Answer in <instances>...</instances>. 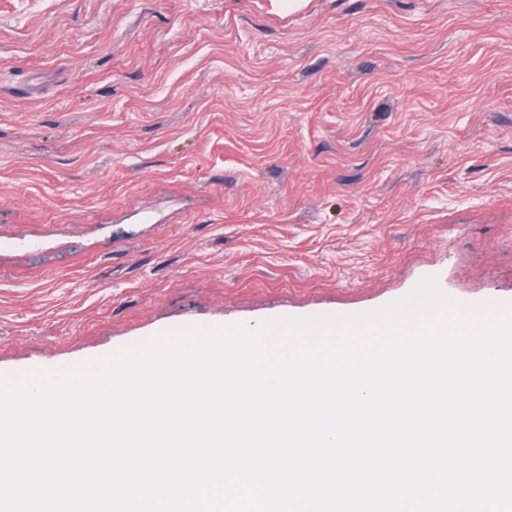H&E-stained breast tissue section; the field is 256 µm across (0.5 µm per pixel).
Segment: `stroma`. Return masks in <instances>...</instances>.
I'll return each instance as SVG.
<instances>
[{
	"label": "stroma",
	"mask_w": 512,
	"mask_h": 512,
	"mask_svg": "<svg viewBox=\"0 0 512 512\" xmlns=\"http://www.w3.org/2000/svg\"><path fill=\"white\" fill-rule=\"evenodd\" d=\"M512 308V0H0V375Z\"/></svg>",
	"instance_id": "35a3bbf8"
}]
</instances>
